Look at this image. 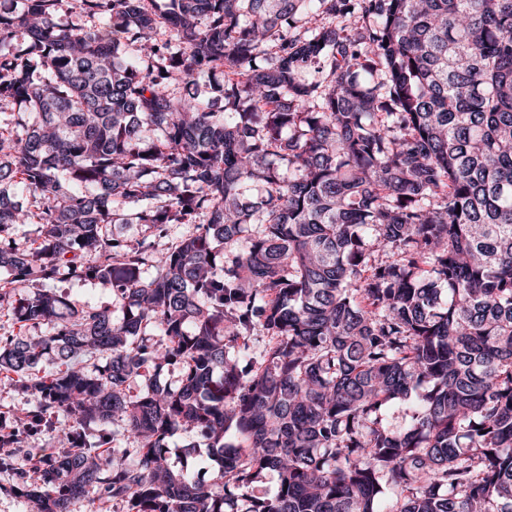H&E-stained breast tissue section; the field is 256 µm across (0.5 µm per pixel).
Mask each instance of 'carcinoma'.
Instances as JSON below:
<instances>
[{"instance_id":"cac0c4a2","label":"carcinoma","mask_w":512,"mask_h":512,"mask_svg":"<svg viewBox=\"0 0 512 512\" xmlns=\"http://www.w3.org/2000/svg\"><path fill=\"white\" fill-rule=\"evenodd\" d=\"M15 3L0 296L54 332L0 372L69 448L0 456L32 512H512V0ZM93 281L122 319L54 291ZM179 432L208 451L171 467Z\"/></svg>"}]
</instances>
